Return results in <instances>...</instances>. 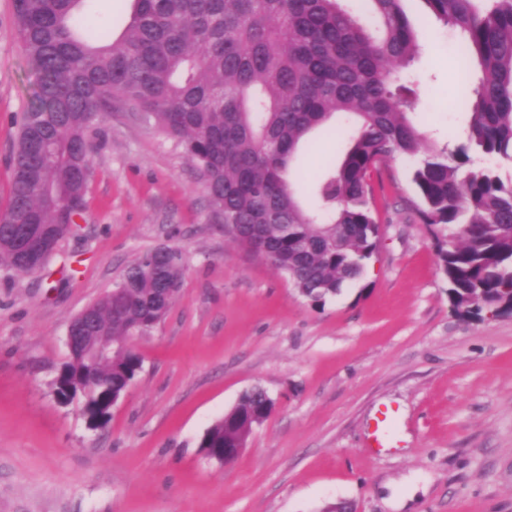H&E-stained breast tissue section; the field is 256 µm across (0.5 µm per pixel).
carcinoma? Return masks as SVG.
Wrapping results in <instances>:
<instances>
[{
  "label": "carcinoma",
  "mask_w": 512,
  "mask_h": 512,
  "mask_svg": "<svg viewBox=\"0 0 512 512\" xmlns=\"http://www.w3.org/2000/svg\"><path fill=\"white\" fill-rule=\"evenodd\" d=\"M92 0H13L17 35L37 83L19 117L9 206L0 212V264L32 274L38 237L72 231L85 208L93 129L116 101L154 120L197 162L224 233L267 259L316 305L359 279L380 225L377 165L415 159L423 223L448 230L438 246L448 302L459 316L512 311V184L474 156L512 163V0H422L464 42L470 117L463 142L427 148L410 111L415 84L401 71L419 46L403 0H366L376 31L342 0H132L117 41H90L74 22ZM338 115L354 131L321 172L290 175L294 157ZM309 189L312 204L302 198ZM183 255L147 252L70 322L81 337L52 382L56 398L82 400L91 429L142 369L130 337L148 333L181 285ZM96 336L112 342L98 361ZM265 416L245 393L200 448L211 459Z\"/></svg>",
  "instance_id": "obj_1"
}]
</instances>
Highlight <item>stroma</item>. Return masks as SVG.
<instances>
[{
  "label": "stroma",
  "instance_id": "stroma-1",
  "mask_svg": "<svg viewBox=\"0 0 512 512\" xmlns=\"http://www.w3.org/2000/svg\"><path fill=\"white\" fill-rule=\"evenodd\" d=\"M403 6L419 44L414 121L427 144L457 143L460 39L421 0ZM129 17L130 0H94L78 22L117 34ZM35 80L0 0V211ZM350 130L340 116L317 131L299 167L320 170ZM101 139L78 231L37 273L0 266V512H512V315L452 311L412 159L380 163L377 251L316 308L225 235L196 162L154 122L119 104ZM164 246L184 256L179 294L134 339L142 369L91 429L52 390L68 325ZM255 386L271 416L232 463L206 457V430Z\"/></svg>",
  "mask_w": 512,
  "mask_h": 512
}]
</instances>
